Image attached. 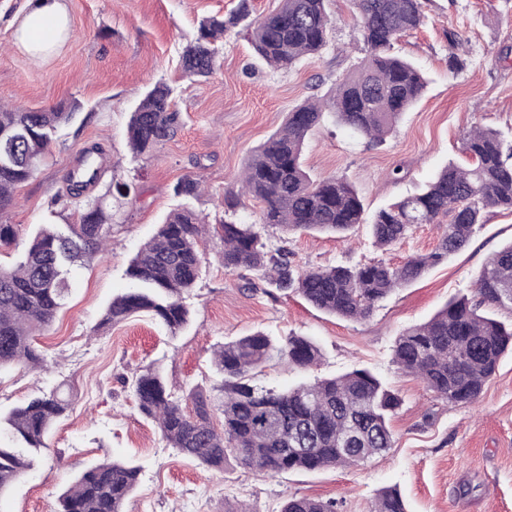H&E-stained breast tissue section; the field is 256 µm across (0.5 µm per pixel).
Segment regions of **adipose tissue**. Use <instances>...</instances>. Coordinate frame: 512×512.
Wrapping results in <instances>:
<instances>
[{"mask_svg": "<svg viewBox=\"0 0 512 512\" xmlns=\"http://www.w3.org/2000/svg\"><path fill=\"white\" fill-rule=\"evenodd\" d=\"M68 29L64 0H34L16 29V41L28 52L43 55L65 40Z\"/></svg>", "mask_w": 512, "mask_h": 512, "instance_id": "adipose-tissue-1", "label": "adipose tissue"}]
</instances>
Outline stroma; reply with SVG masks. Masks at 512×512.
<instances>
[{
	"label": "stroma",
	"mask_w": 512,
	"mask_h": 512,
	"mask_svg": "<svg viewBox=\"0 0 512 512\" xmlns=\"http://www.w3.org/2000/svg\"><path fill=\"white\" fill-rule=\"evenodd\" d=\"M243 0H65L68 40L52 56L36 59L14 42L17 23L31 0H0V104L50 109L80 103L62 125L47 160L20 185L17 203L0 214L17 239L0 250L11 265L41 224H72V205H53L65 176L85 147L100 146L115 178L130 181L128 196L114 200L112 245L74 269L51 326L35 345L45 370L0 371V408L59 390L69 411L53 426L50 447L35 469L0 497V512H51L57 494L84 468L104 458L134 461L139 482L125 512H280L297 495L334 501L340 512H369L377 491L396 487L408 512H512V353H506L476 404L449 407L392 362L400 331L431 317L449 298L471 293L487 259L512 243V213L492 212L463 250L398 288L361 322L319 311L296 294L267 292L260 272L225 271L218 239H210L197 285L185 298L190 325L177 336L146 316L101 325L113 296L131 288L126 269L179 200L173 187L191 176L202 183L193 208L208 223L224 217V196L255 150L313 97L326 95L366 56L347 0H329L334 20L326 47L292 66L274 69L254 52L250 19L273 11L278 0H244L249 20L229 27L217 47V67L196 82L182 73V53L201 20L229 16ZM425 23L402 37L396 54L417 62L431 83L403 114L385 142L369 144L325 115L305 140L302 161L312 178H347L363 198L366 217L395 199L414 194L448 162H462L459 136L474 124L512 136V0H423ZM467 48L463 65L448 68V36ZM164 81L175 89L181 126L168 141L133 159L126 125L147 87ZM402 167V179L390 176ZM262 206L237 199L235 218L259 226L268 246H284L301 266L325 267L381 260L399 264L435 249L442 230L418 225L394 249L372 244L367 226L349 238L284 233L260 222ZM262 331L276 337H310L321 349L309 370L285 362L258 373L257 382L288 389L317 377L367 368L398 394L391 418L394 446L352 466L259 476L235 460L209 471L168 447L156 426L138 411L123 381L146 367L160 370L168 391L210 392L216 381V344ZM472 486L469 495L461 486Z\"/></svg>",
	"instance_id": "obj_1"
}]
</instances>
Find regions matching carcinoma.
<instances>
[{"instance_id":"cac0c4a2","label":"carcinoma","mask_w":512,"mask_h":512,"mask_svg":"<svg viewBox=\"0 0 512 512\" xmlns=\"http://www.w3.org/2000/svg\"><path fill=\"white\" fill-rule=\"evenodd\" d=\"M368 55L331 92L288 113L284 126L263 143L244 169L239 192L258 199L261 223L282 231H316L348 237L365 223L364 206L345 178L313 179L301 155L307 136L320 125L324 111L336 122L372 143L390 135L399 117L422 96L428 81L411 60L392 53L394 44L424 23L421 0H349ZM327 0H280L271 13L252 22L256 54L270 67L282 68L319 53L333 20ZM249 16L247 0L224 20L211 17L185 48L182 68L202 79L213 73V43L224 30ZM78 104L63 109H16L0 106V147L17 133L13 164H0V212L15 204V190L31 179L61 124L72 119ZM180 124L173 89L164 82L149 88L127 125V143L135 158L171 138ZM459 150L471 165H445L419 192L380 209L369 223L375 247L388 250L402 242L417 224H442L435 250L409 257L398 266L383 261L305 269L284 246L267 248L252 224L226 217L205 224L188 200L200 195V182L183 178L173 193L185 200L170 212L156 234L132 257L127 270L134 287L112 298L100 325H116L145 314L175 335L190 319L184 294L199 279L204 234L222 243L224 270L263 271L281 293L294 292L314 307L337 317L362 321L396 289L465 248L475 230L494 209L512 212V138L473 125L462 132ZM98 149L82 152L80 167L66 180L64 198L80 203L77 223L61 230L45 225L31 236L20 259L0 266V368L19 366L36 371L45 359L33 348L37 333L48 327L62 306L70 267L108 252L112 241V199L124 197L129 184L108 180ZM237 192V193H239ZM232 193V196H237ZM512 307V243L495 252L474 282V296L454 297L431 319L410 326L396 337L392 359L398 368L423 381L437 401L448 405L476 402L495 374L501 355L512 346V324L485 313L484 305ZM276 359L308 368L318 364L321 350L310 338H275L263 332L217 345L212 364L220 377L212 396L191 392L193 414L168 392L158 369L147 367L129 382L139 413L156 423L161 437L185 458L208 469L222 470L232 457L260 474L318 471L349 467L392 447L390 419L399 396L366 368L318 379L293 389L277 390L251 382V372ZM70 408L58 391L34 396L0 414V432L14 447L0 446V495L34 467L35 454L47 447L53 424ZM223 417L214 427V414ZM140 467L129 461L93 464L56 501L54 512H124ZM281 512H336V503L291 497ZM371 512H407L401 495L390 488L377 494Z\"/></svg>"}]
</instances>
